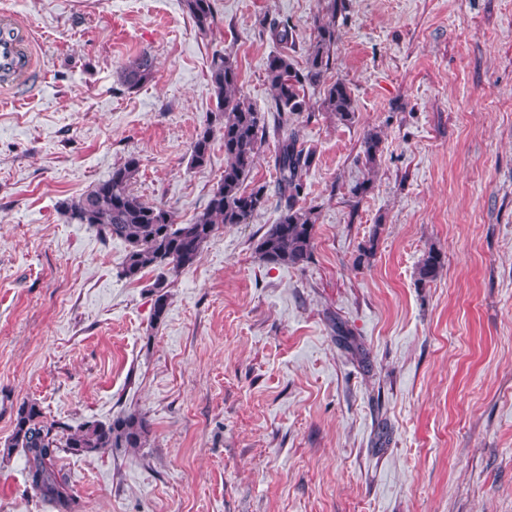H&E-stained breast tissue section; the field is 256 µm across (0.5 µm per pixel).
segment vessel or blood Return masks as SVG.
Instances as JSON below:
<instances>
[{"label": "vessel or blood", "mask_w": 512, "mask_h": 512, "mask_svg": "<svg viewBox=\"0 0 512 512\" xmlns=\"http://www.w3.org/2000/svg\"><path fill=\"white\" fill-rule=\"evenodd\" d=\"M34 52L28 36L11 15L0 16V89L15 91L35 81Z\"/></svg>", "instance_id": "vessel-or-blood-1"}]
</instances>
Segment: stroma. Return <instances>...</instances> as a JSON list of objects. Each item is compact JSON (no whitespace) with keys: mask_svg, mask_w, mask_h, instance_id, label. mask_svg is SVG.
Listing matches in <instances>:
<instances>
[{"mask_svg":"<svg viewBox=\"0 0 512 512\" xmlns=\"http://www.w3.org/2000/svg\"><path fill=\"white\" fill-rule=\"evenodd\" d=\"M346 3L326 79L346 80L355 120L311 88L296 121L317 150L309 262L256 254L268 205L216 231L155 325L154 274L120 278L124 243L60 202L135 154L133 190L190 220L224 173L218 147L190 165L212 54L269 113L270 26L293 25L304 68L325 2L213 0L202 34L182 0H0L42 71L0 95V443L26 400L72 425L152 423L136 451L62 456L83 512H512V0ZM145 50L155 74L128 88ZM432 247L444 267L422 285ZM0 512H55L22 452L0 458ZM155 58L149 52L139 54L129 63L121 67L120 79L131 88L150 81L155 72ZM381 143V136L378 132L369 131L362 138L357 160L358 162L361 161L362 165L369 171L379 165L382 153Z\"/></svg>","mask_w":512,"mask_h":512,"instance_id":"35a3bbf8","label":"stroma"}]
</instances>
